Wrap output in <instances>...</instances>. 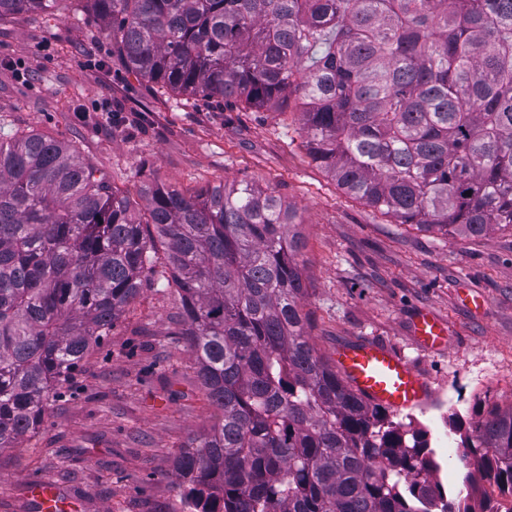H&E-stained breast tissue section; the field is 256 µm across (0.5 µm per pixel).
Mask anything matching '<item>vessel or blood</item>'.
I'll return each instance as SVG.
<instances>
[{
	"mask_svg": "<svg viewBox=\"0 0 512 512\" xmlns=\"http://www.w3.org/2000/svg\"><path fill=\"white\" fill-rule=\"evenodd\" d=\"M411 330L423 351L434 353L448 344L447 326L430 312L415 314ZM334 362L346 383L371 403L405 411L421 407L430 397L429 384L414 364L382 341L356 340L341 345ZM28 495L38 512H55L56 489L36 480Z\"/></svg>",
	"mask_w": 512,
	"mask_h": 512,
	"instance_id": "obj_1",
	"label": "vessel or blood"
}]
</instances>
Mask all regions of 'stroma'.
<instances>
[{
  "label": "stroma",
  "instance_id": "stroma-1",
  "mask_svg": "<svg viewBox=\"0 0 512 512\" xmlns=\"http://www.w3.org/2000/svg\"><path fill=\"white\" fill-rule=\"evenodd\" d=\"M107 101L122 123L99 111ZM300 110L295 96L287 111L252 112L153 89L128 73L81 0L0 20V133L65 142L133 197L154 181L193 192L244 180L280 196L306 237L304 306L316 349L328 358L338 344L375 338L411 359L441 412L394 418L427 430L439 480L462 489L465 466L440 446L447 415L470 419L479 398L512 404V230L445 235L351 199L307 153ZM421 308L447 323L446 351L414 342ZM179 320L173 289L147 282L62 385L38 433L0 451V512H35L33 479L58 487L62 512H180L174 458L214 411Z\"/></svg>",
  "mask_w": 512,
  "mask_h": 512
}]
</instances>
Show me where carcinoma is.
Listing matches in <instances>:
<instances>
[{
	"label": "carcinoma",
	"mask_w": 512,
	"mask_h": 512,
	"mask_svg": "<svg viewBox=\"0 0 512 512\" xmlns=\"http://www.w3.org/2000/svg\"><path fill=\"white\" fill-rule=\"evenodd\" d=\"M58 0H0V20ZM135 77L283 111L350 198L397 224L512 228V0H85ZM142 203L68 144L0 137V448L150 275L170 274L211 426L175 457L182 512H496L445 496L427 431L357 394L311 342L296 214L242 181ZM464 483L512 498V405L476 402Z\"/></svg>",
	"instance_id": "1"
}]
</instances>
